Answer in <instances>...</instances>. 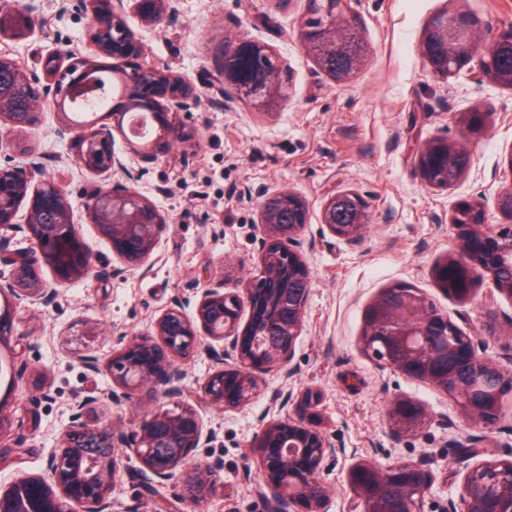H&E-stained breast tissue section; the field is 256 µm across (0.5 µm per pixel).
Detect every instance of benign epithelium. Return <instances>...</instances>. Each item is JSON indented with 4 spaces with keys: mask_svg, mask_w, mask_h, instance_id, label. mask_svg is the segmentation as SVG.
Returning <instances> with one entry per match:
<instances>
[{
    "mask_svg": "<svg viewBox=\"0 0 512 512\" xmlns=\"http://www.w3.org/2000/svg\"><path fill=\"white\" fill-rule=\"evenodd\" d=\"M91 16L88 42L94 51L114 60L124 89L109 107L118 126L125 112H148L159 134L142 150L126 141L129 153L150 164L181 139L176 115L200 103V91L186 79L149 66L143 43L129 26L124 0H87ZM141 22L156 25L175 12L172 0H136ZM32 3H0V35L19 38L34 34L38 19ZM309 16L300 31L306 51L325 74L337 81L350 79L363 54L346 52L350 31L359 28L351 0H308ZM421 54L431 72L449 78L463 69L477 83L512 89V28L492 32L470 14H441L428 24ZM477 67H471V62ZM43 75L0 55V69L25 85L30 96L13 101L12 89L0 84V144L15 130L32 127L37 115L57 112L56 135L75 149L72 162L100 177V185L84 193L90 223L104 237L129 271L142 269L155 253L164 214L147 198L126 186L133 172L114 149L115 136L105 124L80 125L68 115L75 96L86 88L85 77L96 67L92 58L56 50L38 60ZM278 57L267 46L237 37L224 43L211 89L230 107L234 96L247 88L261 90V99L277 92ZM456 121L479 136L484 118L477 112H458ZM470 153L462 144L428 140L418 149L416 166L430 187L438 169L452 167L462 177ZM44 158L32 157L21 166L0 169V229L27 231L28 246L0 245V297L8 294L44 307L57 303V289L42 283L40 260L52 264L57 280L68 283L88 276L96 256L73 232L72 203L66 189L44 182ZM28 202L27 224L15 222ZM505 224H488L477 204L465 208V220L454 224L457 251L436 269L451 295L467 299L475 283L489 278L500 293L512 296V184L498 195ZM309 219L305 200L295 192L264 194L259 206V265L242 288H226L224 280H210L194 295L178 294L152 322L151 330L112 351L105 363L112 378L109 401L122 405L152 395L174 409L148 412L126 429L110 423L87 422L96 398L83 396L70 407L69 422L58 439L47 473L24 476L0 486V512H112V494L120 479L124 448L142 463L140 477L151 488L173 484L184 501L200 502L217 494L213 472L218 460L192 462L190 454L209 440L193 407L201 398L224 409L252 400L260 376L286 369L301 335L312 277L299 250V236ZM320 223L350 242L361 240L370 223L368 203L353 192L331 196ZM194 307V314L186 312ZM249 310L240 326L243 310ZM219 365L202 386V395L189 392L185 366L201 349ZM360 349L383 368L429 384L451 395L467 422L492 428L501 416L503 380L497 366L479 352L478 341L458 327L411 288H390L367 309ZM394 435L417 431L424 410L397 401L389 413ZM261 474L260 490L275 504L274 512H324L330 491L320 473L336 454L335 446L312 423L303 403L283 418L271 421L250 441ZM434 475L424 465L404 462L380 467L357 464L348 473L361 512H421ZM448 512H512V460H488L464 478L458 502Z\"/></svg>",
    "mask_w": 512,
    "mask_h": 512,
    "instance_id": "obj_1",
    "label": "benign epithelium"
}]
</instances>
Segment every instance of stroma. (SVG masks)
<instances>
[{
  "label": "stroma",
  "mask_w": 512,
  "mask_h": 512,
  "mask_svg": "<svg viewBox=\"0 0 512 512\" xmlns=\"http://www.w3.org/2000/svg\"><path fill=\"white\" fill-rule=\"evenodd\" d=\"M42 29L26 39L0 38V55L28 65L52 48L90 53L89 16L78 0H33ZM172 19L141 23L127 0L128 21L145 46L148 64L191 79L202 94L197 108L181 113L179 129L195 148L174 145L151 164L139 165L116 139V153L138 168L134 183L172 221L160 235L147 268L125 270L82 207L91 174L71 162L67 142L55 135L57 115L44 110L35 127L13 133L0 148V165H20L38 153L53 155L49 180L66 187L73 223L97 257L94 272L56 283L41 263L44 283L56 284V306L11 301L16 331L0 341V409L14 437L0 442V482L43 473L68 407L79 395L99 397L95 417L125 428L142 410L104 403L112 387L107 371L90 373L79 358L107 360L120 339L146 332L178 293L225 278L239 287L258 263L259 204L267 191L301 195L310 219L301 239L312 288L290 374L269 373L255 398L239 409L202 404L198 413L215 439L195 449L198 462L220 461L216 481L223 494L198 506L172 487L146 488L139 462L113 493L112 512H272L258 487V463L248 443L262 424L285 415L310 389L321 396L308 409L338 452L323 473L332 494L328 512H356L348 473L368 460L380 466L421 462L434 473L422 512H447L458 499L474 461L467 442L490 440L496 457L512 460V393L492 429L466 424L448 394L379 367L360 350L364 312L387 288L407 284L448 316L461 332L477 337L482 354L512 376V297L478 281L470 299L447 295L434 269L455 253L452 224L458 208L479 204L487 223H502L497 195L512 181V90L477 84L467 72L448 79L431 74L420 53L430 18L466 12L493 28L512 26V0H353L367 51L361 68L345 82L320 72L300 41L307 0H174ZM245 37L273 49L280 61L281 97L270 102L236 99L231 109L215 103L209 87L225 38ZM483 113V134L468 140L454 115ZM433 139L470 141L463 176L447 187L422 182L415 156ZM352 191L370 205L371 221L360 243L334 236L319 222L332 195ZM25 368L16 380L15 368ZM49 388L42 398L37 383ZM398 399L419 404L427 418L413 434L394 436L389 410Z\"/></svg>",
  "instance_id": "1"
}]
</instances>
